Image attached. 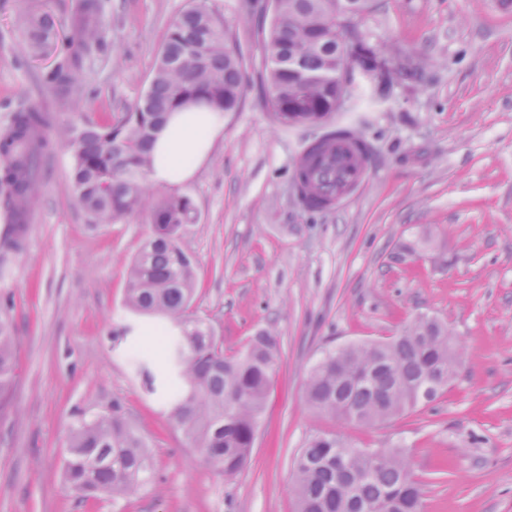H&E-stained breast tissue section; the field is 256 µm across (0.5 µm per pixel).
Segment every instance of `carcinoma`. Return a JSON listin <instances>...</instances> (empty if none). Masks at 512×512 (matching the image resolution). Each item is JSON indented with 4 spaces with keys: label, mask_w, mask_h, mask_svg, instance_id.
Wrapping results in <instances>:
<instances>
[{
    "label": "carcinoma",
    "mask_w": 512,
    "mask_h": 512,
    "mask_svg": "<svg viewBox=\"0 0 512 512\" xmlns=\"http://www.w3.org/2000/svg\"><path fill=\"white\" fill-rule=\"evenodd\" d=\"M344 0H278L264 44L281 59L264 58L278 118L286 125L332 112L338 85L299 82L300 73L345 76L348 53L332 36V21ZM102 0H77L65 53L44 75L66 86L81 71L99 38ZM58 38L48 13L29 16L26 46L39 55ZM243 57L224 43V30L206 0L194 4L170 26L145 96L113 125L73 130L67 140L73 164L70 184L83 208L111 221L142 205L150 192V149L157 130L172 112L203 103L232 112L243 92ZM302 107L290 112L288 102ZM48 116L36 109L16 112L0 134V199L18 218L9 246L21 245L23 221L33 200L42 157L48 148ZM346 129L322 135L306 150L298 178L315 192L311 206L325 197L320 182L324 157L335 141L351 138ZM194 219L191 200L169 195L152 210V229L127 272V304L148 317L177 324L168 349L176 373L168 396L171 415L200 449L210 467L233 475L248 460L264 411L273 373L275 340L265 332L251 337L236 354L224 355L220 340L204 320L188 314L194 296L195 260L181 244ZM161 331L154 330L134 351L147 358ZM16 338L0 323V403L6 404ZM460 351L448 330L430 318L415 321L387 342L355 344L326 352L312 368L306 400L319 413L356 424L394 419L439 398L455 375ZM150 469L141 436L124 418L102 414L74 428L64 460L65 482L83 494L125 496ZM297 512H424L423 486L403 448H357L333 434L309 438L294 459Z\"/></svg>",
    "instance_id": "carcinoma-1"
}]
</instances>
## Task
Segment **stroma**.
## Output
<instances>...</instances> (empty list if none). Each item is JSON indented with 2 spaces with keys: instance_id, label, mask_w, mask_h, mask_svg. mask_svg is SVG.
<instances>
[{
  "instance_id": "1",
  "label": "stroma",
  "mask_w": 512,
  "mask_h": 512,
  "mask_svg": "<svg viewBox=\"0 0 512 512\" xmlns=\"http://www.w3.org/2000/svg\"><path fill=\"white\" fill-rule=\"evenodd\" d=\"M250 3L208 0L228 48L244 56V94L183 190L195 211L182 236L195 259L192 315L228 354L261 331L276 341L254 447L227 476L172 418L162 350L144 369L130 362L155 321L127 307V270L169 191L153 186L140 208L101 222L70 187L66 146L70 128L135 107L192 0H105L101 42L66 90L43 79L56 52L28 54L25 30L43 10L69 28L75 0H0V130L37 107L53 144L21 249L5 241L13 215L0 206V320L16 336L0 412V512H296L293 461L322 433L407 448L424 512H512V7L370 0L355 38L388 68L409 60V75L361 78L348 111L286 126L261 51L271 21ZM341 123L368 143L371 177L342 204L310 208L298 161ZM424 316L464 351L435 402L374 426L308 405L310 372L326 351L387 341ZM112 411L144 438L152 467L130 497L87 499L62 479L68 437Z\"/></svg>"
}]
</instances>
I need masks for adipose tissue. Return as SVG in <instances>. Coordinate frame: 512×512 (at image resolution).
Here are the masks:
<instances>
[{
	"label": "adipose tissue",
	"mask_w": 512,
	"mask_h": 512,
	"mask_svg": "<svg viewBox=\"0 0 512 512\" xmlns=\"http://www.w3.org/2000/svg\"><path fill=\"white\" fill-rule=\"evenodd\" d=\"M224 134V119L204 106L175 112L158 132L152 151V184L177 188L191 180L211 158Z\"/></svg>",
	"instance_id": "obj_1"
}]
</instances>
